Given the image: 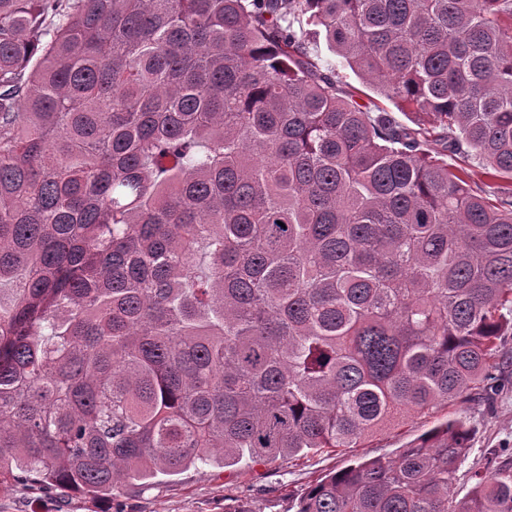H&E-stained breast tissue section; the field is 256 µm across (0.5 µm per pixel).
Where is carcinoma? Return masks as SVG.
Here are the masks:
<instances>
[{"label": "carcinoma", "mask_w": 512, "mask_h": 512, "mask_svg": "<svg viewBox=\"0 0 512 512\" xmlns=\"http://www.w3.org/2000/svg\"><path fill=\"white\" fill-rule=\"evenodd\" d=\"M507 20L512 0H0V485L110 497L493 402ZM321 39L415 127L342 89ZM469 437L450 418L295 512H512L488 466L456 499Z\"/></svg>", "instance_id": "1"}]
</instances>
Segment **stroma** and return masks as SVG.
<instances>
[{
  "instance_id": "1",
  "label": "stroma",
  "mask_w": 512,
  "mask_h": 512,
  "mask_svg": "<svg viewBox=\"0 0 512 512\" xmlns=\"http://www.w3.org/2000/svg\"><path fill=\"white\" fill-rule=\"evenodd\" d=\"M503 386L493 406L478 401L439 407L433 413H409L399 425L372 437L366 447L343 448L272 463L222 467L199 464L172 476H158L156 484L138 492L125 491L107 499H94L53 486L14 482L0 491V512H224L237 499H248L258 512H288L293 494L316 480L355 461L392 457L421 434L459 416L472 430L457 473V497L467 496L474 485L472 471L492 464L512 470V365L500 369Z\"/></svg>"
}]
</instances>
